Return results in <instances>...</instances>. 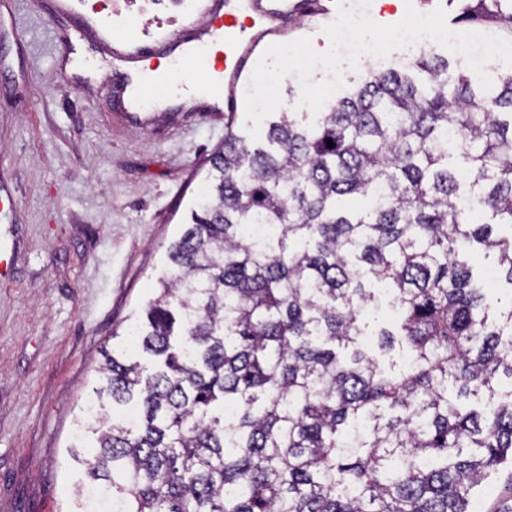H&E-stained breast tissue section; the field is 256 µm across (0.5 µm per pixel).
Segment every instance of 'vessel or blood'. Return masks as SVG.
Masks as SVG:
<instances>
[{
	"mask_svg": "<svg viewBox=\"0 0 512 512\" xmlns=\"http://www.w3.org/2000/svg\"><path fill=\"white\" fill-rule=\"evenodd\" d=\"M300 12L319 22L330 9L321 0H208V34L224 46V59L220 62L208 57L207 41H201L192 24L161 39L115 40L97 36L91 44L95 53L140 71L135 81L127 73L115 74L106 87L126 126L150 127L170 120V113L147 111L145 100L150 88L162 85L171 92H191L220 68L224 79L218 95L224 100V125L229 128L240 107L241 83L250 72L252 55L270 37L287 33L289 19ZM160 54L174 55L171 71L158 74L144 69L145 60Z\"/></svg>",
	"mask_w": 512,
	"mask_h": 512,
	"instance_id": "1",
	"label": "vessel or blood"
}]
</instances>
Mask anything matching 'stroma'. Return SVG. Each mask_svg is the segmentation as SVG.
Segmentation results:
<instances>
[{"label": "stroma", "mask_w": 512, "mask_h": 512, "mask_svg": "<svg viewBox=\"0 0 512 512\" xmlns=\"http://www.w3.org/2000/svg\"><path fill=\"white\" fill-rule=\"evenodd\" d=\"M45 2L13 0L0 25V178L15 190V222L0 221V512H74L85 470L70 447L100 350L141 320L225 134L211 112L121 126L102 78L56 70ZM507 501L512 468L472 505Z\"/></svg>", "instance_id": "obj_1"}]
</instances>
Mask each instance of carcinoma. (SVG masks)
<instances>
[{
	"mask_svg": "<svg viewBox=\"0 0 512 512\" xmlns=\"http://www.w3.org/2000/svg\"><path fill=\"white\" fill-rule=\"evenodd\" d=\"M462 8L512 39V0ZM476 250L512 284V79L485 91L431 51L262 144L226 131L128 332L149 364L104 352L95 452L73 458L112 512H472L512 462V343ZM373 280L395 373L360 340Z\"/></svg>",
	"mask_w": 512,
	"mask_h": 512,
	"instance_id": "obj_1",
	"label": "carcinoma"
}]
</instances>
